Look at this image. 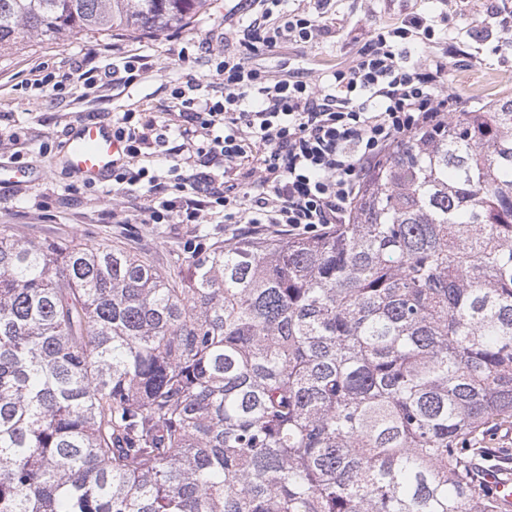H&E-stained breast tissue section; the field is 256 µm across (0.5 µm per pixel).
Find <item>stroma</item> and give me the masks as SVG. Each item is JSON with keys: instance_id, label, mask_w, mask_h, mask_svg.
Masks as SVG:
<instances>
[{"instance_id": "obj_1", "label": "stroma", "mask_w": 512, "mask_h": 512, "mask_svg": "<svg viewBox=\"0 0 512 512\" xmlns=\"http://www.w3.org/2000/svg\"><path fill=\"white\" fill-rule=\"evenodd\" d=\"M225 0H214L209 14L182 28L177 40L165 35H77L50 41L30 38L0 56V166L31 169L28 178L0 183V225H10L18 238L81 243L106 240L124 246L167 272L172 251L182 248L191 235L205 242L230 244L241 233L220 224H115L106 212L121 209L130 195L108 194L101 185H87L70 173L60 147L82 120L111 122L122 112L167 113L174 103L170 90L191 79H205L206 60L185 69L178 53L190 43L210 37L237 45L241 14L224 12ZM447 16L446 30L438 31L427 47H414L412 60L433 59L451 74L450 90L468 110L512 96V49L501 60L477 62L476 52L494 46L502 21L512 22V0H330L323 19L326 34L307 43L285 44L253 58L255 66L280 79L288 69L304 67L310 79L325 69L349 67L370 42L375 30L423 18ZM125 54L147 55L152 67L129 85L90 88L70 81L65 92L47 82L39 90H20V82L40 63L63 73L77 59L94 65L111 63V47Z\"/></svg>"}]
</instances>
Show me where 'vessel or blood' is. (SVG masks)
Masks as SVG:
<instances>
[{
  "label": "vessel or blood",
  "instance_id": "vessel-or-blood-1",
  "mask_svg": "<svg viewBox=\"0 0 512 512\" xmlns=\"http://www.w3.org/2000/svg\"><path fill=\"white\" fill-rule=\"evenodd\" d=\"M121 150L110 125L81 122L67 137L61 154L68 170L83 180L100 182L111 174L112 160ZM483 478L495 492L500 512H512V476L489 467L484 469Z\"/></svg>",
  "mask_w": 512,
  "mask_h": 512
}]
</instances>
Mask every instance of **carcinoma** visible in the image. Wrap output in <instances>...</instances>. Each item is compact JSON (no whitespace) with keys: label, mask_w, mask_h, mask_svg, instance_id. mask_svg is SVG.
Masks as SVG:
<instances>
[{"label":"carcinoma","mask_w":512,"mask_h":512,"mask_svg":"<svg viewBox=\"0 0 512 512\" xmlns=\"http://www.w3.org/2000/svg\"><path fill=\"white\" fill-rule=\"evenodd\" d=\"M212 0H0L25 38ZM512 424V98L397 141L349 224L185 253L0 226V512H497ZM491 429L493 432L497 433L498 438L496 440H490V432L488 430L485 432V437L480 444V446H486L483 448V454L485 456H490L491 454L496 453V451L489 448H501V446H506L505 448H507V453L501 454L502 452L499 451L500 453H497V456L491 457V459L480 456L479 464L481 467L492 466L485 468L484 471L482 468L481 471L484 481L489 484L496 493L500 512H512V476H505L503 472L498 470L500 469L502 471L512 472L510 454L512 448V445H510V440L512 441V425L508 424L501 427L496 426ZM506 431H508V435L505 438V442H507V444H502L503 442L500 436L504 435Z\"/></svg>","instance_id":"1"}]
</instances>
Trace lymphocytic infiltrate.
<instances>
[{"label": "lymphocytic infiltrate", "instance_id": "1", "mask_svg": "<svg viewBox=\"0 0 512 512\" xmlns=\"http://www.w3.org/2000/svg\"><path fill=\"white\" fill-rule=\"evenodd\" d=\"M255 17L236 52L199 49L213 59L210 77L172 91L178 127L123 113L112 123L125 154L112 167L115 186L140 187L141 198L113 213L116 224H211L256 233L317 234L347 223L364 175L397 139L445 123L459 99L442 63L408 60L402 41L432 40L434 25L416 20L376 33L346 69L313 82L267 78L250 59L280 44L308 42L323 27L309 15L283 13L282 0H246ZM172 156L167 169L141 162L143 146Z\"/></svg>", "mask_w": 512, "mask_h": 512}]
</instances>
